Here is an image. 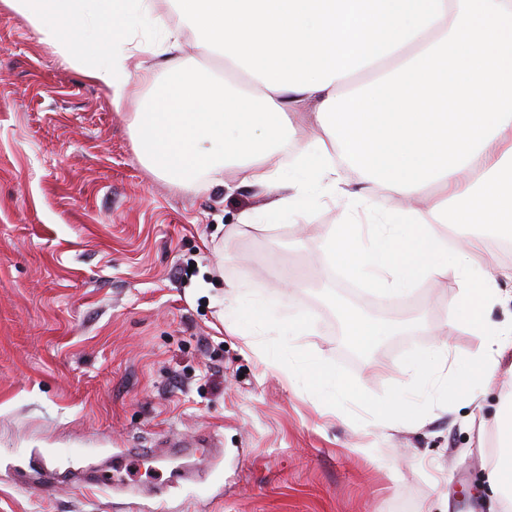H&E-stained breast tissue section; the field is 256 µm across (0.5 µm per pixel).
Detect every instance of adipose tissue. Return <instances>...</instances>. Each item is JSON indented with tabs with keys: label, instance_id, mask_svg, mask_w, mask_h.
<instances>
[{
	"label": "adipose tissue",
	"instance_id": "obj_1",
	"mask_svg": "<svg viewBox=\"0 0 512 512\" xmlns=\"http://www.w3.org/2000/svg\"><path fill=\"white\" fill-rule=\"evenodd\" d=\"M191 21L200 48L220 54L224 67L246 74L240 87L226 79L186 71L178 54L181 35L167 29L163 40L173 57L163 83H155L151 107L131 115L138 156L158 174L205 191L223 183L227 163L239 165L242 184L279 189L267 204L276 219L295 208L298 196L285 194L289 180L310 178L330 193L350 198L354 208L372 211L369 229L334 227L320 251L349 275L384 295H405L421 277L454 272L460 291L448 310L453 327L477 329L484 342L448 380L450 400L474 398L512 350V316L492 320L489 309L512 302L501 283L512 281V266H499L479 239L449 237V227L486 226L512 233V124L503 129L467 167L438 179L437 195L427 190L372 194L351 188L329 150L333 139L318 127L307 104L352 91L354 74L371 79L392 71L446 35L457 10L452 0H177ZM23 16L41 41L122 108L137 93L129 62L150 53L138 38L136 19L151 0H0ZM110 32L98 33L102 18ZM95 32L89 49L79 30ZM307 118L315 137L293 138L294 123ZM493 450L488 469L501 512H512V390L504 393L489 423Z\"/></svg>",
	"mask_w": 512,
	"mask_h": 512
}]
</instances>
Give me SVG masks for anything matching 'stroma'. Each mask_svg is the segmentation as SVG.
<instances>
[{
  "label": "stroma",
  "instance_id": "1",
  "mask_svg": "<svg viewBox=\"0 0 512 512\" xmlns=\"http://www.w3.org/2000/svg\"><path fill=\"white\" fill-rule=\"evenodd\" d=\"M182 29L188 70L221 75L173 0H153L139 38ZM154 90L112 108L105 91L0 8V512H500L486 482L491 419L512 371L475 402L418 422H352L305 391L233 312L248 294L314 326L295 346L346 366L368 393L413 378L401 356L448 345L462 365L481 338L446 329L454 274L401 299L322 260L334 225L356 213L308 190L307 206L257 229L238 223L268 202L237 166L207 192L147 168L129 116ZM294 287H284L283 275ZM398 327L363 353L343 311ZM213 440L218 451L169 456L191 479L167 481L155 458L120 481L90 483L125 448Z\"/></svg>",
  "mask_w": 512,
  "mask_h": 512
}]
</instances>
